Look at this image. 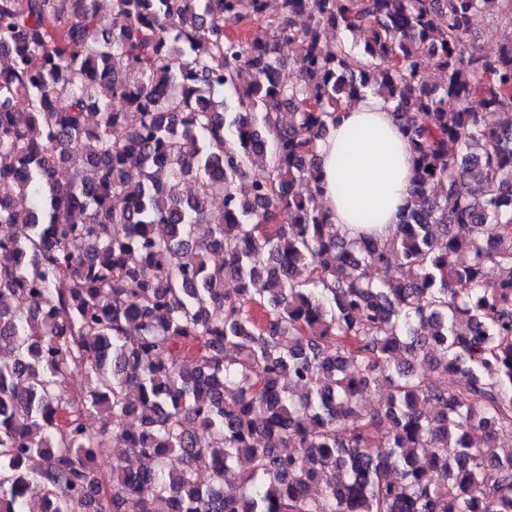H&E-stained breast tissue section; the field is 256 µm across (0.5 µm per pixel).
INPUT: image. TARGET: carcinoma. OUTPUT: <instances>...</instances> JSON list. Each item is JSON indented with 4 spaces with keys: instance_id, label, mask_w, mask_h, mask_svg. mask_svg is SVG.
Masks as SVG:
<instances>
[{
    "instance_id": "cac0c4a2",
    "label": "carcinoma",
    "mask_w": 512,
    "mask_h": 512,
    "mask_svg": "<svg viewBox=\"0 0 512 512\" xmlns=\"http://www.w3.org/2000/svg\"><path fill=\"white\" fill-rule=\"evenodd\" d=\"M489 2L0 0V512H512V0L493 56L468 42ZM365 89L412 151L386 239L319 201L316 143Z\"/></svg>"
}]
</instances>
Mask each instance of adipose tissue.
Instances as JSON below:
<instances>
[{"instance_id": "obj_1", "label": "adipose tissue", "mask_w": 512, "mask_h": 512, "mask_svg": "<svg viewBox=\"0 0 512 512\" xmlns=\"http://www.w3.org/2000/svg\"><path fill=\"white\" fill-rule=\"evenodd\" d=\"M391 105L369 95L346 105L336 126L317 143L323 183L321 200L343 227L359 213L373 215L363 230L386 234L397 224L412 186L411 150L392 115ZM362 127L367 136L351 139Z\"/></svg>"}]
</instances>
